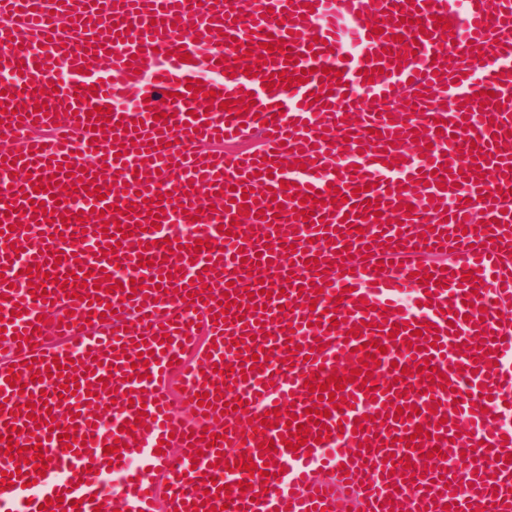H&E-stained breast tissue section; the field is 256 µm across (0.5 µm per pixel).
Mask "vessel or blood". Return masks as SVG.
I'll use <instances>...</instances> for the list:
<instances>
[{"label": "vessel or blood", "mask_w": 512, "mask_h": 512, "mask_svg": "<svg viewBox=\"0 0 512 512\" xmlns=\"http://www.w3.org/2000/svg\"><path fill=\"white\" fill-rule=\"evenodd\" d=\"M0 141V512H512V0H0Z\"/></svg>", "instance_id": "1"}]
</instances>
